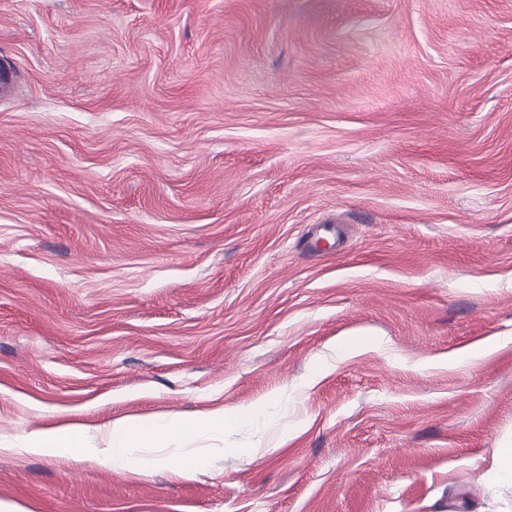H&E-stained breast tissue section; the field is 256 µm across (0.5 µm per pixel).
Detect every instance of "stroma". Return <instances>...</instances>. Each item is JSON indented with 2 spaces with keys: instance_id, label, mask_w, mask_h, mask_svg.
Segmentation results:
<instances>
[{
  "instance_id": "35a3bbf8",
  "label": "stroma",
  "mask_w": 512,
  "mask_h": 512,
  "mask_svg": "<svg viewBox=\"0 0 512 512\" xmlns=\"http://www.w3.org/2000/svg\"><path fill=\"white\" fill-rule=\"evenodd\" d=\"M2 65L0 502L512 512V0H0ZM239 409L144 475L8 450ZM489 472L499 482L512 485V448L495 450Z\"/></svg>"
}]
</instances>
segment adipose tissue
Masks as SVG:
<instances>
[{"label":"adipose tissue","instance_id":"1","mask_svg":"<svg viewBox=\"0 0 512 512\" xmlns=\"http://www.w3.org/2000/svg\"><path fill=\"white\" fill-rule=\"evenodd\" d=\"M255 417L251 409L129 416L112 420L95 433L34 430L15 443L13 449L26 455H54L65 448L76 460H89L109 470L143 473L147 466L138 454L139 449L187 443L202 436L220 437L225 430L249 424Z\"/></svg>","mask_w":512,"mask_h":512}]
</instances>
